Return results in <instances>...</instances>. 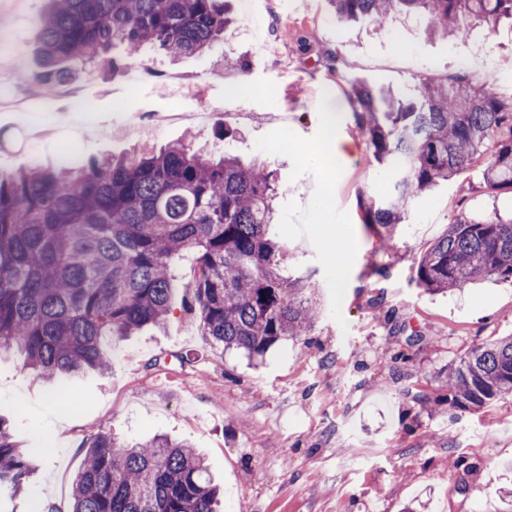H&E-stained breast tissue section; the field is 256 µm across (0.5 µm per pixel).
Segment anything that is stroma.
I'll return each mask as SVG.
<instances>
[{
    "label": "stroma",
    "instance_id": "stroma-1",
    "mask_svg": "<svg viewBox=\"0 0 512 512\" xmlns=\"http://www.w3.org/2000/svg\"><path fill=\"white\" fill-rule=\"evenodd\" d=\"M229 6L223 42L174 63L151 54L140 91H126L125 73L76 62L73 84L88 86L90 110L66 101L46 116L0 110V176L24 163L56 164L63 145L88 160L188 139L197 150L264 162L280 185L274 233L287 247L288 272L317 288L322 313L305 340L279 342L261 359L224 350L202 334L189 303L197 263L187 251L175 261L166 324L105 340L111 371L59 386L73 407L51 399L24 356L1 354L0 413L18 436L51 449L35 495L70 512L85 447L106 431L189 441L224 491L223 512H504L512 396L453 416L446 381L472 347L512 335V283L430 294L416 282L415 263L458 213L512 215V189H485L469 170L419 198L393 238H380L361 223L358 201L390 195L396 175L372 159L329 68L400 93L462 70L490 82L512 78V22L502 21L491 42L481 26L466 39H441L400 14L392 42L366 24L340 22L329 0L315 19L286 0ZM43 9L44 0H0V56L21 54L28 72L39 67L36 41L17 47L14 33L22 13ZM254 16L271 46L263 55L247 29ZM227 56L246 69L225 66ZM170 72L193 78L194 88L161 94ZM200 100L213 113L205 127L173 123L152 137L132 123L137 113ZM339 140L354 149L337 162ZM378 264L387 276L373 274Z\"/></svg>",
    "mask_w": 512,
    "mask_h": 512
}]
</instances>
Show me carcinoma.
Returning <instances> with one entry per match:
<instances>
[{
	"instance_id": "1",
	"label": "carcinoma",
	"mask_w": 512,
	"mask_h": 512,
	"mask_svg": "<svg viewBox=\"0 0 512 512\" xmlns=\"http://www.w3.org/2000/svg\"><path fill=\"white\" fill-rule=\"evenodd\" d=\"M345 21L386 30L395 14H416L430 38H465L477 24L512 21V0H330ZM226 0H47L34 23L47 89L72 79L69 61L115 73L107 57L121 43L138 60L147 47L175 60L224 40ZM353 117L374 161L396 167L394 193L360 200V220L392 236L417 198L481 168L490 190L512 188V97L462 73L421 79L408 93L347 79ZM191 143L133 158L58 169L39 165L0 178V351L24 354L50 381L112 369L108 336L163 324L171 312L173 260L197 254L193 299L199 326L225 350L254 360L317 319L314 288L288 276L286 246L271 235L272 173L258 162L219 158ZM427 291L481 279L512 282V216L458 215L416 266ZM512 396V336L472 348L448 370V410H478ZM0 417V505L10 512H58L30 503L36 459ZM219 489L190 443L157 436L122 441L99 433L87 446L71 512H217Z\"/></svg>"
}]
</instances>
